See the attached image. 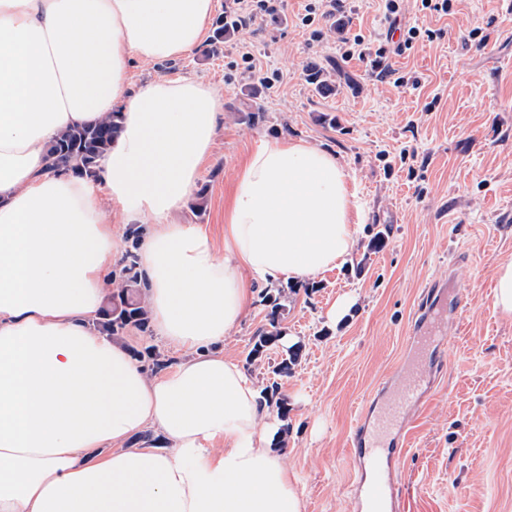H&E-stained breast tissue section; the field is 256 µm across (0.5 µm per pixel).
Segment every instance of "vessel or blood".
<instances>
[{
	"instance_id": "vessel-or-blood-1",
	"label": "vessel or blood",
	"mask_w": 512,
	"mask_h": 512,
	"mask_svg": "<svg viewBox=\"0 0 512 512\" xmlns=\"http://www.w3.org/2000/svg\"><path fill=\"white\" fill-rule=\"evenodd\" d=\"M446 306L444 287L430 285L409 338L414 350L431 354L439 349L441 341L433 333L432 318ZM426 394L424 373L413 365L407 369L406 380L389 397H371L358 414L350 435L360 471L357 512H406L402 494L391 481L389 471L405 452L408 415L423 403Z\"/></svg>"
}]
</instances>
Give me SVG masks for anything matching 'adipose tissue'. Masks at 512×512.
Segmentation results:
<instances>
[{"label":"adipose tissue","instance_id":"ef3b65f1","mask_svg":"<svg viewBox=\"0 0 512 512\" xmlns=\"http://www.w3.org/2000/svg\"><path fill=\"white\" fill-rule=\"evenodd\" d=\"M217 0H0V512H302L253 380L217 352L259 286L343 263L363 201L335 153L267 140L236 172L224 251L170 218L224 96L133 63L207 39ZM122 115L95 176L47 170L60 131ZM139 218L157 334L187 356L151 376L93 321ZM153 430L158 444L131 446Z\"/></svg>","mask_w":512,"mask_h":512}]
</instances>
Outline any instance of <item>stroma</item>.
I'll return each instance as SVG.
<instances>
[{"label": "stroma", "instance_id": "stroma-1", "mask_svg": "<svg viewBox=\"0 0 512 512\" xmlns=\"http://www.w3.org/2000/svg\"><path fill=\"white\" fill-rule=\"evenodd\" d=\"M287 0L217 52L134 66L132 87L159 74L220 88L224 113L196 181L204 207L174 216L200 224L224 250V199L241 161L271 139L336 153L365 203L354 252L338 267L295 282L282 323L302 350L282 378L292 431L284 459L303 493L302 512H353L348 434L366 400L409 355L414 311L433 282L460 292L443 321L431 398L420 410L395 475L408 512H512V318L493 306L499 262L512 259V11L505 0H453L448 14L400 0L412 45H383L382 0H346L343 11ZM363 55L348 56L354 38ZM250 50L269 83L256 98L241 59ZM317 66L328 82L309 76ZM254 120H247V112ZM385 243L368 244L375 235ZM345 303L337 318L333 305ZM253 300L224 339L225 356L263 384L280 350L247 364L266 323Z\"/></svg>", "mask_w": 512, "mask_h": 512}]
</instances>
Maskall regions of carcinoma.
Returning <instances> with one entry per match:
<instances>
[{
    "mask_svg": "<svg viewBox=\"0 0 512 512\" xmlns=\"http://www.w3.org/2000/svg\"><path fill=\"white\" fill-rule=\"evenodd\" d=\"M120 113L114 112L100 123L72 127L57 135L49 144L48 154L54 164L66 165L78 176L92 177L100 160L112 145L118 131ZM288 302V289L272 286L261 291V304L266 307L267 326L258 330L248 354L249 362L262 360L273 347H281L286 335L281 327L283 312ZM100 330L108 336H120L129 327L142 332L149 328V314L142 298L136 255L128 251L115 271L112 283L111 305L103 310ZM301 349L300 344L282 347L281 361L273 367L272 377L261 390L262 399L275 406L282 421L281 431L288 434V402L280 393L278 379L291 373Z\"/></svg>",
    "mask_w": 512,
    "mask_h": 512,
    "instance_id": "1",
    "label": "carcinoma"
}]
</instances>
